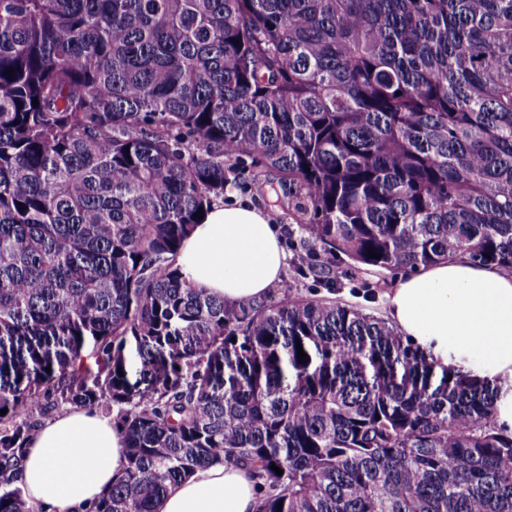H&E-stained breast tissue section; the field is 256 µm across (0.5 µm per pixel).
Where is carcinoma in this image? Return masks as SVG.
Here are the masks:
<instances>
[{
    "label": "carcinoma",
    "instance_id": "obj_1",
    "mask_svg": "<svg viewBox=\"0 0 512 512\" xmlns=\"http://www.w3.org/2000/svg\"><path fill=\"white\" fill-rule=\"evenodd\" d=\"M244 156L358 271L512 269V0H0V512H31L60 403L125 437L86 512H155L217 459L256 512H512L490 385L334 300L181 276Z\"/></svg>",
    "mask_w": 512,
    "mask_h": 512
}]
</instances>
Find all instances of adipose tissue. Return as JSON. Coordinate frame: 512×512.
<instances>
[{
	"label": "adipose tissue",
	"instance_id": "adipose-tissue-1",
	"mask_svg": "<svg viewBox=\"0 0 512 512\" xmlns=\"http://www.w3.org/2000/svg\"><path fill=\"white\" fill-rule=\"evenodd\" d=\"M182 276L228 303L259 302L287 265L279 227L250 204L204 212L175 258ZM386 318L436 370L489 382L495 421L512 431V272L459 254L401 276ZM125 438L112 417L74 408L33 434L23 467L35 512H84L118 478ZM248 469L215 462L168 487L157 512H255Z\"/></svg>",
	"mask_w": 512,
	"mask_h": 512
}]
</instances>
